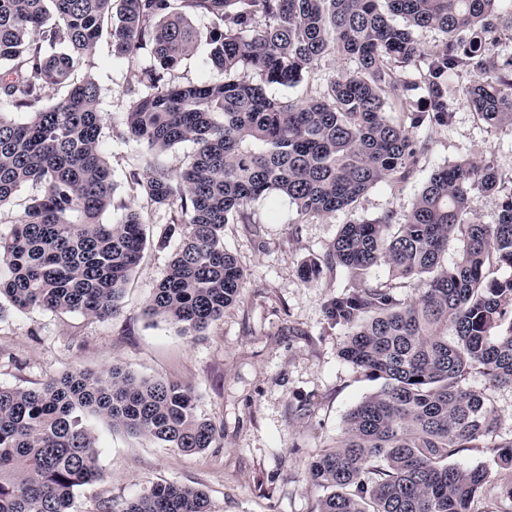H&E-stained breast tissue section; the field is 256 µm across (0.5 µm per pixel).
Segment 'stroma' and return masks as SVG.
<instances>
[{
  "label": "stroma",
  "instance_id": "stroma-1",
  "mask_svg": "<svg viewBox=\"0 0 512 512\" xmlns=\"http://www.w3.org/2000/svg\"><path fill=\"white\" fill-rule=\"evenodd\" d=\"M92 71L106 123L116 125L129 100L130 73L113 59L110 33L98 42ZM467 81L457 75L448 82L452 122L433 131L421 179L395 189L375 187L354 210L308 221L287 199H260L251 205L253 223L225 225L224 246L242 267L245 286L223 319L199 336L182 335L176 325L145 313L179 241L162 239L167 210L149 205L126 183L143 146L106 133L116 197L144 216L143 258L116 316L6 312L0 318V386L34 388L75 367L103 373L120 365L143 378L190 387L198 413L220 436L216 447L188 455L92 419L104 477L78 491L74 512H102L105 504L169 482L203 489L211 512H317L323 491L310 483L309 464L335 445L347 413L381 383L342 358L347 331L325 318L326 301L352 286L351 275L326 268L309 281L302 266L326 253L342 224L408 212L423 177L449 161L487 159L500 172H512V130L477 119L464 94ZM453 462L486 468L490 512H512V468L497 466L490 449L463 450Z\"/></svg>",
  "mask_w": 512,
  "mask_h": 512
}]
</instances>
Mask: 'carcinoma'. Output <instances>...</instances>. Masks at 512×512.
Masks as SVG:
<instances>
[{
  "instance_id": "1",
  "label": "carcinoma",
  "mask_w": 512,
  "mask_h": 512,
  "mask_svg": "<svg viewBox=\"0 0 512 512\" xmlns=\"http://www.w3.org/2000/svg\"><path fill=\"white\" fill-rule=\"evenodd\" d=\"M113 2L0 0V207L24 184L42 187L0 236V299L19 312L115 316L141 260L144 220L115 202L90 70L107 20L112 56L138 85L115 134L146 149L127 181L169 211L165 238H180L146 314L186 336L221 320L244 288L224 225L253 223L252 202L284 197L310 220L355 209L379 185L412 182L432 149L429 131L450 123L453 75L468 76L481 122L512 129V57L495 51L499 28L512 30V0H121L117 13ZM194 16L211 21L206 64L218 81L166 77L197 47ZM420 29L441 35L423 63ZM147 46L159 69L139 72ZM329 53L355 67L305 101L268 97L266 87L295 86ZM48 84L67 94L43 104ZM186 142L195 150L181 167L158 162ZM486 192L502 195L492 224L475 218ZM109 210L115 220L104 224ZM454 240L463 248L449 265ZM378 265L414 296L365 281ZM324 266L357 279L326 302L325 317L348 329L344 359L382 385L310 463L311 483L327 491L318 512H480L486 469L449 460L490 448L512 468V438H500L489 397L467 385L473 375L512 385V276L490 277L512 269V174L469 158L440 166L409 212L343 225L303 277ZM90 416L187 454L217 440L190 389L118 365L1 386L0 512H74L77 490L103 477ZM108 512H210V502L169 483Z\"/></svg>"
}]
</instances>
